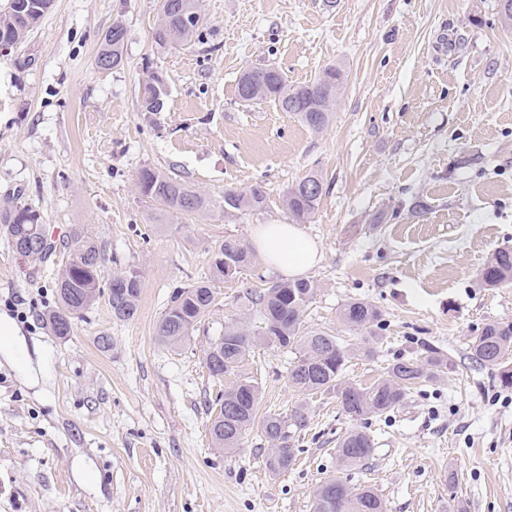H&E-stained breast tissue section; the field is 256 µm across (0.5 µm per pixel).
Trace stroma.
<instances>
[{
    "label": "stroma",
    "instance_id": "obj_1",
    "mask_svg": "<svg viewBox=\"0 0 512 512\" xmlns=\"http://www.w3.org/2000/svg\"><path fill=\"white\" fill-rule=\"evenodd\" d=\"M202 40L157 51L159 0H54L27 40L0 54V208L37 210L49 238L84 229L113 270L137 268V316L98 299L70 336L41 319L72 256H20L0 235V512H312L313 492L341 477L372 486L386 512H512V388L471 359L485 323L512 320V284L484 288L492 253L512 248V27L498 0H203ZM127 30L123 67L95 56L113 23ZM270 65L289 84L328 66L344 82L314 132L273 103L241 101L237 82ZM167 81L164 111L141 109L149 71ZM476 165L461 167V157ZM145 168L173 170L213 200L262 185L253 211L178 218L135 189ZM327 185L303 231L322 258L304 321L354 356L346 378L376 380L428 345L450 370L410 390L389 418L353 420L335 397L288 382L299 349L263 345L237 376L254 379L261 413L305 406L295 460L275 475L252 428L213 447L214 401L235 376L211 377L204 353L245 311L246 290L280 275L261 257L217 286L211 314L167 347L158 323L172 292L209 273L210 249L259 224H286L288 187L309 172ZM368 300L379 325L347 330L342 303ZM112 338L100 350L98 336ZM367 431L373 455L339 468L336 443Z\"/></svg>",
    "mask_w": 512,
    "mask_h": 512
}]
</instances>
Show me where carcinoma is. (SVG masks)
<instances>
[{
    "mask_svg": "<svg viewBox=\"0 0 512 512\" xmlns=\"http://www.w3.org/2000/svg\"><path fill=\"white\" fill-rule=\"evenodd\" d=\"M202 12L201 0H160L164 22L157 25L153 41L160 50L176 45H187L203 38L204 23L188 25L186 12ZM47 11L32 10L25 19L0 8V35L19 43L41 22ZM127 30L123 27L108 30L102 38L96 59L112 61V68L123 65V49ZM343 73L337 67L325 69L312 82L292 88L293 98H282L281 89L288 86L284 75L272 68H249L243 71L237 93L244 102H271L282 112L297 117L310 129H325L333 115ZM164 103L151 82H146L141 99L144 112H160ZM139 195L160 206L172 215L195 216L205 213L215 201L205 193L192 188L178 176L151 168L142 169L136 181ZM325 191L321 174L311 171L293 183L283 197V205L292 221L305 224L312 219ZM266 193L259 184L247 190L224 192V207L233 211L257 210L263 207ZM0 228L11 239L33 232L40 242L34 256L45 258L57 249L44 234L41 215L28 206H7L0 210ZM62 248L72 254V260L56 278L57 301L54 309L43 315L53 335H70L74 321L81 318L97 300L99 279L103 276L105 255L95 240L82 230H75ZM248 245L235 235L216 242L211 249L209 276L175 289L162 315L157 337L165 346L175 347L185 341L199 323L209 314L215 302V285L233 277L227 271L226 260L238 266L251 265ZM130 270L112 272L107 301L112 317L129 321L139 309L141 285L126 286ZM479 281L485 288H497L512 282V248L496 251L484 264ZM319 285L314 280H280L263 291L246 293L247 307L257 313L261 326L254 331L247 322L237 319L224 325V332L211 343L205 357L209 374L222 378L233 374L257 345L286 349L301 348V355L288 373L292 387L307 395L332 394L342 410L354 420L364 417L388 416L405 401L414 385L435 378L451 367L448 358L428 348L424 353L399 358L371 385L363 387L345 379V369L351 351L343 346L335 334L309 329L303 324L307 307L317 296ZM339 321L352 329H368L381 320L380 311L371 303L352 299L341 305ZM512 352V321H493L485 324L470 345L471 358L481 366L498 371L501 386L512 388V367L507 355ZM216 412L211 420L209 434L217 448L232 451L239 447L244 434L260 422L266 441L281 440L278 448L268 447L266 468L280 474L288 470L295 458L290 426L300 428L306 417L300 408L289 416L269 413L257 418L260 391L254 380L242 378L224 389L215 400ZM374 452L371 436L359 429L347 432L337 443V460L342 468L363 464ZM313 512H384V504L368 486L351 487L339 478L322 482L315 490Z\"/></svg>",
    "mask_w": 512,
    "mask_h": 512,
    "instance_id": "carcinoma-1",
    "label": "carcinoma"
}]
</instances>
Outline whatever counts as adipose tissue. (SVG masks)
Wrapping results in <instances>:
<instances>
[{"label": "adipose tissue", "mask_w": 512, "mask_h": 512, "mask_svg": "<svg viewBox=\"0 0 512 512\" xmlns=\"http://www.w3.org/2000/svg\"><path fill=\"white\" fill-rule=\"evenodd\" d=\"M252 242L263 259L287 278L303 276L321 259L318 243L295 224L258 225Z\"/></svg>", "instance_id": "ef3b65f1"}]
</instances>
